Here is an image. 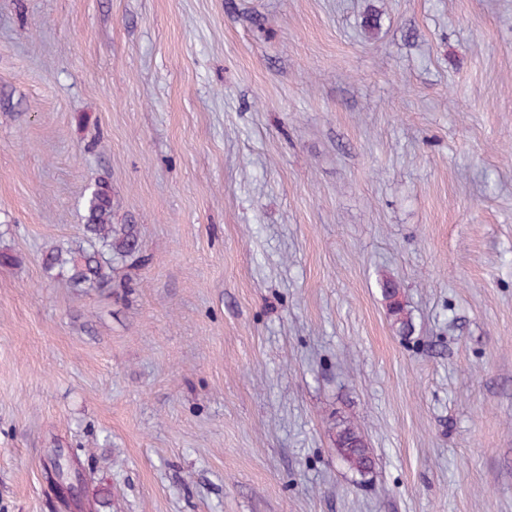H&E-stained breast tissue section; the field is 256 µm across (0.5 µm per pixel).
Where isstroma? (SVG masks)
<instances>
[{
  "label": "stroma",
  "instance_id": "1",
  "mask_svg": "<svg viewBox=\"0 0 512 512\" xmlns=\"http://www.w3.org/2000/svg\"><path fill=\"white\" fill-rule=\"evenodd\" d=\"M1 248L0 512H512V0H0ZM85 209L81 237L51 246L41 257L44 275L61 280L77 295L112 290L113 265L140 250L137 225L112 224V200L105 185H95L86 198ZM380 287L382 295L388 303L389 315L393 319V324L398 326L399 334L410 336L413 333L414 325L412 317L400 300L399 285L391 279H386L380 282ZM333 444L338 460L353 474L365 478L372 474L373 448L361 426L351 420L337 419L332 428ZM64 460L69 462L68 469L65 470L63 466L62 470L59 471L57 465H63ZM42 465L50 471L60 497H62L66 503L70 504L68 494L71 497L74 496L69 479L72 477V473L78 474V467L74 464V461L71 457L64 454L62 448H54L51 450L50 458L43 459Z\"/></svg>",
  "mask_w": 512,
  "mask_h": 512
}]
</instances>
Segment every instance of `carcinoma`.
<instances>
[{"mask_svg": "<svg viewBox=\"0 0 512 512\" xmlns=\"http://www.w3.org/2000/svg\"><path fill=\"white\" fill-rule=\"evenodd\" d=\"M86 222L76 240L49 247L41 257L44 275L59 279L77 295L90 290H112L113 265L123 262L140 250V232L135 224L112 223V200L109 189L99 183L85 201ZM393 324L402 336L413 333L412 317L400 300L399 285L386 279L380 282ZM333 444L338 460L353 474L365 478L372 474L375 458L361 426L351 420L338 419L333 426ZM78 498L81 512H99L104 501L89 494L87 481L79 479Z\"/></svg>", "mask_w": 512, "mask_h": 512, "instance_id": "obj_1", "label": "carcinoma"}]
</instances>
